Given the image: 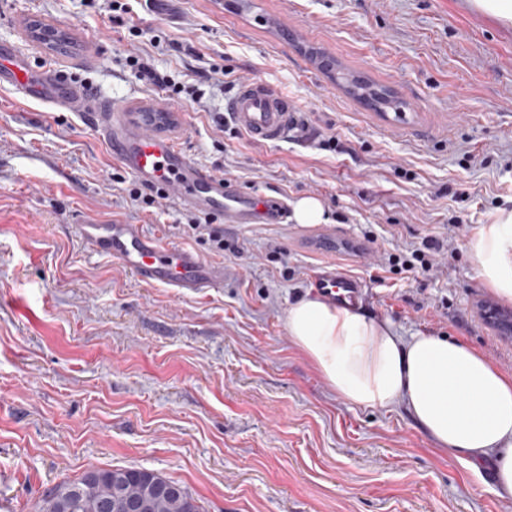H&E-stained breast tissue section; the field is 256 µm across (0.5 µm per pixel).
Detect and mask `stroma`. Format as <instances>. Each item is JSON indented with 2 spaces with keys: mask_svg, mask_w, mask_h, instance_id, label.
<instances>
[{
  "mask_svg": "<svg viewBox=\"0 0 512 512\" xmlns=\"http://www.w3.org/2000/svg\"><path fill=\"white\" fill-rule=\"evenodd\" d=\"M70 45L58 60L143 117L166 102L193 161L277 200L319 199L325 222L370 245L347 267L369 285L363 314L398 335L467 342L512 372V338L484 305L512 307L480 276L483 224L512 209V29L464 0H0V41L34 58L32 21ZM141 29L132 37L130 27ZM139 54L185 92L138 79ZM388 87L375 112L338 79ZM288 96L314 140L217 131L240 80ZM335 139L338 151L320 149ZM136 179L73 112L0 89V505L38 512L44 493L93 467L148 469L204 512H512L491 464L436 449L404 405L332 393L288 334L319 258L303 225H228L237 254L184 233L189 212L133 202ZM144 225L224 266L189 296L87 254L84 217ZM465 227H457V220ZM456 238L445 275L395 274L389 258L428 234Z\"/></svg>",
  "mask_w": 512,
  "mask_h": 512,
  "instance_id": "stroma-1",
  "label": "stroma"
}]
</instances>
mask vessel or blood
I'll list each match as a JSON object with an SVG mask.
<instances>
[{
	"label": "vessel or blood",
	"instance_id": "vessel-or-blood-1",
	"mask_svg": "<svg viewBox=\"0 0 512 512\" xmlns=\"http://www.w3.org/2000/svg\"><path fill=\"white\" fill-rule=\"evenodd\" d=\"M0 88L87 118L112 156L140 183L157 186L162 177H171L179 207L219 215L232 225L287 221V202L242 190L197 165L177 141L129 119L112 98L79 82L52 60L33 64L26 52L0 41ZM226 109L241 131L266 143L286 138L296 114L287 97L258 79L240 81ZM75 230L87 253L110 259L145 285L184 296L224 284L222 264L193 249L162 243L143 225L86 218ZM305 241L324 257L310 276L314 293L339 308L364 306L366 283L341 262L342 257L365 253L363 242L327 226L309 230Z\"/></svg>",
	"mask_w": 512,
	"mask_h": 512
}]
</instances>
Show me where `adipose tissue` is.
<instances>
[{
    "label": "adipose tissue",
    "mask_w": 512,
    "mask_h": 512,
    "mask_svg": "<svg viewBox=\"0 0 512 512\" xmlns=\"http://www.w3.org/2000/svg\"><path fill=\"white\" fill-rule=\"evenodd\" d=\"M472 248L494 293L512 299V210L482 225ZM288 333L328 388L359 407L405 405L442 450L471 467L495 465L496 492L512 496V372L466 343L419 334L397 336L391 324L321 298L288 309Z\"/></svg>",
    "instance_id": "ef3b65f1"
}]
</instances>
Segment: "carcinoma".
<instances>
[{
  "mask_svg": "<svg viewBox=\"0 0 512 512\" xmlns=\"http://www.w3.org/2000/svg\"><path fill=\"white\" fill-rule=\"evenodd\" d=\"M347 89L371 106L391 104L385 91L358 78L348 80ZM149 479L159 484L168 482L162 475L147 474L137 468L94 467L81 477L50 489L42 499L39 512H126L124 501L130 495L146 498L147 507L142 512H201L197 499L184 485L176 481L178 490L154 492L147 485Z\"/></svg>",
  "mask_w": 512,
  "mask_h": 512,
  "instance_id": "obj_1",
  "label": "carcinoma"
}]
</instances>
